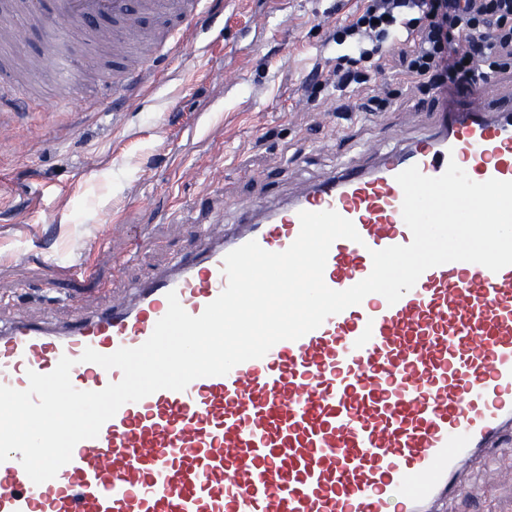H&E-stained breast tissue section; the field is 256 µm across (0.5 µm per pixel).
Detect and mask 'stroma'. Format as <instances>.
<instances>
[{
	"label": "stroma",
	"mask_w": 512,
	"mask_h": 512,
	"mask_svg": "<svg viewBox=\"0 0 512 512\" xmlns=\"http://www.w3.org/2000/svg\"><path fill=\"white\" fill-rule=\"evenodd\" d=\"M361 0H221L197 28L216 43L158 52L134 100L89 65L58 112H0V324L109 303L152 266L195 249L194 227L288 199L344 165L426 136L445 108L495 106L512 72L436 98L401 86L381 112H340L311 97L312 63ZM141 249L145 262L126 257ZM89 260L92 276L72 265ZM447 512H512V441L467 470Z\"/></svg>",
	"instance_id": "35a3bbf8"
}]
</instances>
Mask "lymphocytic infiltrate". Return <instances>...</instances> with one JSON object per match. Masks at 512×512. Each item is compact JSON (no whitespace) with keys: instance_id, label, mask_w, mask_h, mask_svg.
<instances>
[{"instance_id":"obj_1","label":"lymphocytic infiltrate","mask_w":512,"mask_h":512,"mask_svg":"<svg viewBox=\"0 0 512 512\" xmlns=\"http://www.w3.org/2000/svg\"><path fill=\"white\" fill-rule=\"evenodd\" d=\"M328 40L335 64H313L311 95L334 88L337 111L379 112L390 93L371 82L389 68L398 83L435 93L511 69L512 0H362Z\"/></svg>"}]
</instances>
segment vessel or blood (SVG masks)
<instances>
[{"label":"vessel or blood","mask_w":512,"mask_h":512,"mask_svg":"<svg viewBox=\"0 0 512 512\" xmlns=\"http://www.w3.org/2000/svg\"><path fill=\"white\" fill-rule=\"evenodd\" d=\"M23 17L51 22L45 70L70 85L80 58L106 42L123 54L141 19H169L172 50L192 41L209 0H21ZM157 40V41H160ZM157 41L140 65L105 87L134 89L153 72ZM456 161L477 182L512 181V102L442 113L435 130L372 168L345 166L278 208L245 215L222 235L138 283L129 299L60 324L0 326V385L26 389L28 371L73 358L72 385L99 391L120 370L82 361L143 344L176 292L200 315L227 285L224 258L254 240L286 250L300 211L333 210L359 241L336 240L324 281L345 290L372 271V251L406 245L398 173L426 176ZM512 437V266L469 262L427 269L395 304L380 294L298 340L274 345L227 375L124 404L98 436L77 443L54 479L34 484L20 452L0 463V512H441L460 476Z\"/></svg>","instance_id":"vessel-or-blood-1"}]
</instances>
